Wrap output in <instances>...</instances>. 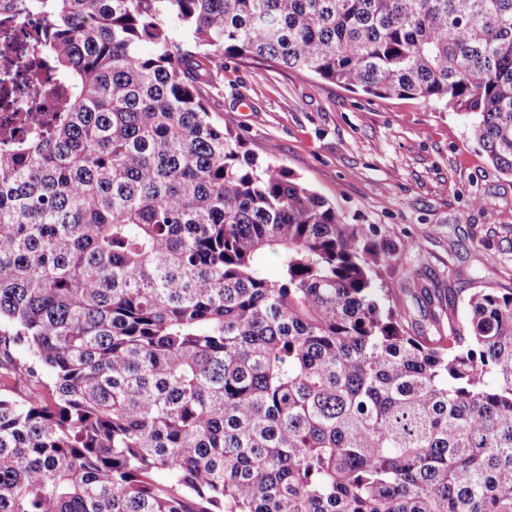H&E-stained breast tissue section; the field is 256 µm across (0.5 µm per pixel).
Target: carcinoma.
Returning <instances> with one entry per match:
<instances>
[{"mask_svg":"<svg viewBox=\"0 0 512 512\" xmlns=\"http://www.w3.org/2000/svg\"><path fill=\"white\" fill-rule=\"evenodd\" d=\"M29 15L60 84L0 152V349L50 398L0 397V512H512V292L387 287L417 243L203 93L230 58L434 102L512 176V0H0L1 112Z\"/></svg>","mask_w":512,"mask_h":512,"instance_id":"obj_1","label":"carcinoma"}]
</instances>
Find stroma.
Instances as JSON below:
<instances>
[{"label": "stroma", "mask_w": 512, "mask_h": 512, "mask_svg": "<svg viewBox=\"0 0 512 512\" xmlns=\"http://www.w3.org/2000/svg\"><path fill=\"white\" fill-rule=\"evenodd\" d=\"M207 94L250 152L287 168L346 223L416 242L384 271L389 287L426 285L437 311L457 315L474 289L512 291V177L487 160L462 114L248 60H225Z\"/></svg>", "instance_id": "obj_1"}]
</instances>
